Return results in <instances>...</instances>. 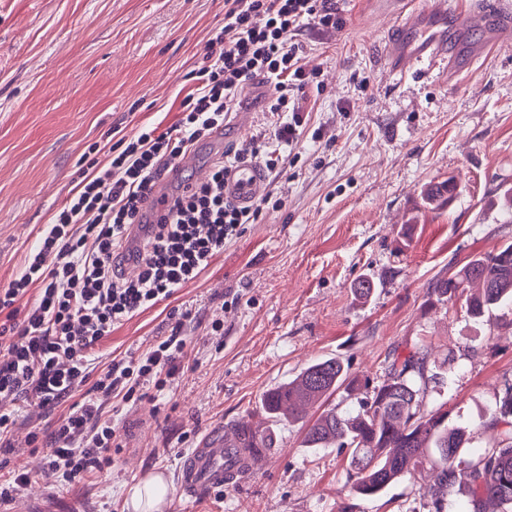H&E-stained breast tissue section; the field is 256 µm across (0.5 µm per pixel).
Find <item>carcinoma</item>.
I'll return each instance as SVG.
<instances>
[{"mask_svg": "<svg viewBox=\"0 0 512 512\" xmlns=\"http://www.w3.org/2000/svg\"><path fill=\"white\" fill-rule=\"evenodd\" d=\"M448 179L421 188L425 206L436 209L448 202L456 191ZM450 301L460 304L466 315L480 321L493 310L512 307V244L497 253L473 258L460 270L436 279L430 288L428 305L436 307ZM443 380L429 367L427 348L404 358L391 359L384 379L370 394L357 401L358 409L340 414L324 410L305 426L306 448L336 446L348 452L352 488L362 496L373 497L391 482L415 475L424 467L429 453L437 455V479L429 486L430 512H446L454 493L458 472L468 481V507L465 512H512V383H505L496 402L491 426L500 429V440L493 448L474 455L466 447L464 427L452 424L444 405L426 412L421 395L429 384ZM355 395L357 387L343 362L336 357L320 358L307 365L292 381L265 393L263 412L276 426L282 419L300 420L308 405L324 404L338 390ZM235 447L253 454L272 448L273 430L257 436L239 422L224 427Z\"/></svg>", "mask_w": 512, "mask_h": 512, "instance_id": "cac0c4a2", "label": "carcinoma"}]
</instances>
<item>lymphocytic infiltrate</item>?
<instances>
[{
	"instance_id": "lymphocytic-infiltrate-1",
	"label": "lymphocytic infiltrate",
	"mask_w": 512,
	"mask_h": 512,
	"mask_svg": "<svg viewBox=\"0 0 512 512\" xmlns=\"http://www.w3.org/2000/svg\"><path fill=\"white\" fill-rule=\"evenodd\" d=\"M225 3L224 27L192 72L195 87L181 101L177 122L119 138L105 167L89 160L92 174L41 231L21 276L0 289V341L9 342L0 353V400H30L51 410L68 403L44 456L45 470L61 481L111 466L116 433L105 416L109 400L155 398L183 372L188 310L175 313L169 334L146 353L111 360L98 374L93 364L115 326L198 278L269 204L266 196L235 204L224 195V176L244 162L278 174L281 147L297 143L307 124L306 93L315 78L301 63L296 36L308 23L343 22L333 0ZM255 80L273 89L265 104L271 135L225 152L207 181L189 186L159 220L144 221L141 205L169 162L223 127L240 89ZM142 222L148 233L139 273L128 280L112 259L130 227Z\"/></svg>"
}]
</instances>
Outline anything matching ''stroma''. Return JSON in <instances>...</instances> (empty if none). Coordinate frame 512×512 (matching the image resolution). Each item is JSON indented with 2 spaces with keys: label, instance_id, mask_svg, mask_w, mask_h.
Masks as SVG:
<instances>
[{
  "label": "stroma",
  "instance_id": "1",
  "mask_svg": "<svg viewBox=\"0 0 512 512\" xmlns=\"http://www.w3.org/2000/svg\"><path fill=\"white\" fill-rule=\"evenodd\" d=\"M338 28L303 26L302 63L315 71L307 126L266 188L274 202L197 279L115 328L96 368L147 351L174 310L191 309L185 368L158 400L119 406L122 441L111 469L58 483L30 451V431L49 435L60 410L16 401L12 445L0 450V481L27 473L5 502L25 512H132L128 490L163 474L159 512H428L432 475L356 494L336 448H307L300 422L270 426L263 395L318 357L340 358L351 376L378 385L392 353L427 345L444 385L424 409L446 404L470 448L491 447L488 424L512 382V312L476 323L459 305L426 304L431 282L512 242L502 207L512 189V46L449 80L441 66L391 74L389 22L372 0H337ZM224 26V0H0V289L25 269L37 236L75 191L82 156L115 137L169 127L191 90L190 73ZM272 94L260 84L240 100L245 130L224 125V146L249 139ZM455 178L438 210L421 188ZM376 286L355 299L363 277ZM223 328L212 332V320ZM251 420L274 429L275 448L236 486L193 500L180 465L211 426Z\"/></svg>",
  "mask_w": 512,
  "mask_h": 512
}]
</instances>
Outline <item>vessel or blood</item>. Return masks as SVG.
<instances>
[{
    "label": "vessel or blood",
    "mask_w": 512,
    "mask_h": 512,
    "mask_svg": "<svg viewBox=\"0 0 512 512\" xmlns=\"http://www.w3.org/2000/svg\"><path fill=\"white\" fill-rule=\"evenodd\" d=\"M399 10L392 17L391 50L383 66L393 72L406 65L443 62L449 78H457L462 67L458 58L457 36L470 28L484 36L475 46L474 56L490 54L500 42L512 39V13L493 10L485 0H397ZM264 172L252 164L232 169L225 178L224 194L239 205L251 204L260 194ZM255 456H242L226 446L224 429H210L196 448L186 455L180 472L183 493L191 498L241 481L258 465Z\"/></svg>",
    "instance_id": "vessel-or-blood-1"
}]
</instances>
